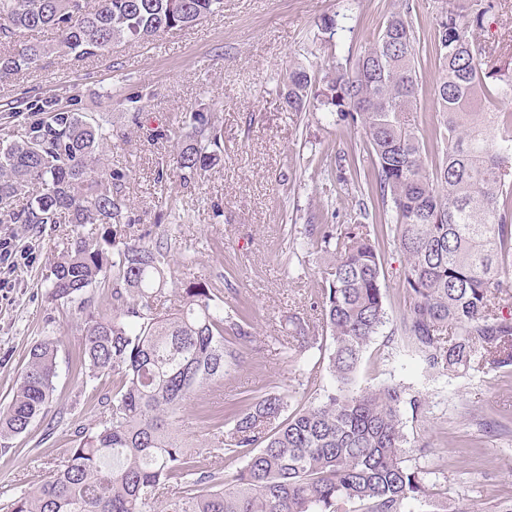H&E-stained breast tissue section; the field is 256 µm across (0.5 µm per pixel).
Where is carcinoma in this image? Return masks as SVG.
<instances>
[{"label":"carcinoma","mask_w":512,"mask_h":512,"mask_svg":"<svg viewBox=\"0 0 512 512\" xmlns=\"http://www.w3.org/2000/svg\"><path fill=\"white\" fill-rule=\"evenodd\" d=\"M224 0H0V83L37 66L47 54L78 61L122 41L150 42L197 25ZM497 0H446L433 17L430 42L406 3L387 15L355 60L329 66L322 78L289 72L281 99L295 115L313 108L342 131L360 133L370 164L353 154L336 167L363 176L353 222L312 224L311 244L327 263L322 330L331 388L318 403L288 411L269 393L227 411L202 410L212 451L243 459L228 481L199 465L174 420L202 389L236 364L234 346L253 340L243 312L224 313L205 282L186 287L165 272L168 244L124 241L104 255L98 238H76L53 262L51 296L80 304L85 337L79 373L117 377L103 397L96 431L66 450L47 478L12 497L6 512H413L430 498L421 472L405 465L406 398L390 384L362 387L356 373L372 338L387 323L375 227L393 224L405 256L403 286L412 298L400 333L426 369L512 368V311L502 304L512 268V69L496 64L478 36ZM51 30L52 44L17 40ZM432 55L430 78L419 72V49ZM432 103L435 122L423 136L408 114ZM200 140L172 158L182 178L219 160L222 129L204 112L192 116ZM102 126L57 111L0 145V223L130 226L124 174L105 167ZM112 315L86 310L84 292L106 276ZM175 312L157 311L158 296ZM298 351L321 336L305 319L288 320ZM57 343L32 346L12 399L0 407V442L29 430L47 412L57 376Z\"/></svg>","instance_id":"obj_1"}]
</instances>
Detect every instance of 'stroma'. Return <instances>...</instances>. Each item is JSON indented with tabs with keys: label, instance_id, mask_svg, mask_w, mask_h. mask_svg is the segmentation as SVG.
Here are the masks:
<instances>
[{
	"label": "stroma",
	"instance_id": "obj_1",
	"mask_svg": "<svg viewBox=\"0 0 512 512\" xmlns=\"http://www.w3.org/2000/svg\"><path fill=\"white\" fill-rule=\"evenodd\" d=\"M393 0H224V11L200 24L146 43L120 42L84 61L54 54L0 85V102L37 95L49 105L95 119L106 131L104 163L125 175L128 236L168 241L170 275L207 281L225 310L249 309L253 343L223 381L183 410L179 435L203 450L206 467L232 478L240 458L206 452L202 407L225 408L271 392L291 408L318 402L331 376V341L298 353L288 344V319L321 322L326 264L307 245L311 223H348L352 199L323 169L336 153L362 152L356 133L336 130L323 112H284L276 85L304 66L325 72L368 48ZM336 20L334 32L321 20ZM210 112L223 129L220 161L205 176L180 180L170 167L191 144L190 113ZM115 252L104 228L79 230ZM49 224L39 233L0 224L12 237L14 267L0 264V405L11 400L32 345L58 342L57 377L48 413L27 433L0 447V505L45 478L74 447L78 431L97 427L98 396L112 378L82 383L84 341L77 304L53 299L50 266L76 232ZM387 323L366 347L363 386L399 384L425 402L422 419H407L406 460L424 471L431 512H497L512 500V372L426 370L395 330L411 298L401 276L404 258L390 232L379 234Z\"/></svg>",
	"mask_w": 512,
	"mask_h": 512
}]
</instances>
